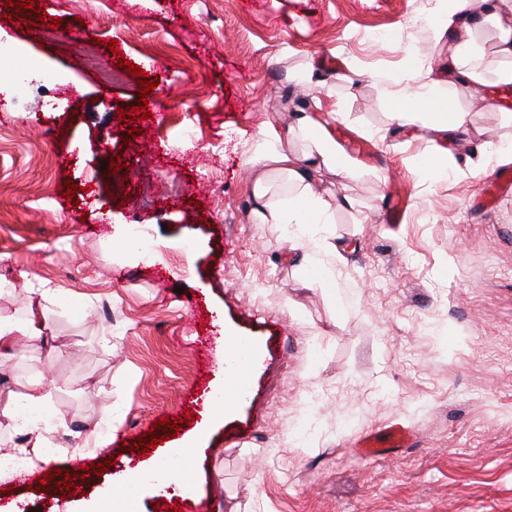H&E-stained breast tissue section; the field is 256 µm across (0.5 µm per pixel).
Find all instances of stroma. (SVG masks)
<instances>
[{"instance_id": "stroma-1", "label": "stroma", "mask_w": 512, "mask_h": 512, "mask_svg": "<svg viewBox=\"0 0 512 512\" xmlns=\"http://www.w3.org/2000/svg\"><path fill=\"white\" fill-rule=\"evenodd\" d=\"M37 2L38 13L0 0V46L32 70L19 90L0 68V315L42 304L46 339L0 360V407L55 378L53 411L85 431L114 408L122 419L79 463L75 437L57 436L44 472L82 465L78 490L1 478L0 512H80L164 456L170 423L200 414L220 374L225 330L262 362L251 399L197 450L202 512L216 500L239 512H512V194L488 202L478 173L480 144L512 145L508 88L480 106L457 84L451 104L470 111L471 134L451 142L390 117L396 87L448 78L449 36L428 27L437 0ZM43 14L61 21L54 40ZM86 35L102 39L103 65L113 40L157 81L129 145L117 110L137 105L139 83H105ZM416 57L432 72L412 70ZM304 114L354 167L314 172L332 253L290 250L283 225L255 219L256 136ZM115 155L122 183L104 177ZM173 179L185 195H168ZM396 185L409 205L390 228ZM116 224L139 225L150 250L138 263L113 248ZM312 258L335 269V294L302 285ZM158 420L163 443L139 455ZM396 423L412 429L408 447L360 454L362 436Z\"/></svg>"}]
</instances>
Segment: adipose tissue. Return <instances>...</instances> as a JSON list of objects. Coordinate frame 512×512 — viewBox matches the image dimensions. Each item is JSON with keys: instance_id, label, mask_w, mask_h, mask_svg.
<instances>
[{"instance_id": "obj_1", "label": "adipose tissue", "mask_w": 512, "mask_h": 512, "mask_svg": "<svg viewBox=\"0 0 512 512\" xmlns=\"http://www.w3.org/2000/svg\"><path fill=\"white\" fill-rule=\"evenodd\" d=\"M471 0H451L449 8L440 10L443 23L459 22L457 41L448 66L456 80L470 85L473 92H481L485 85L483 73L473 63L475 43L473 33L481 24L480 19L470 13ZM430 118L434 130L456 137L459 132L468 130L469 114L453 109L448 98L432 93H418L409 90L399 91L392 120L402 122L413 120L415 116ZM303 141L313 146L323 164L336 168L344 174H351L349 159L337 151L321 132L320 126L306 118H298L290 126L286 135L264 134L260 164L263 171L253 183L252 192L259 204L256 218L262 224H309L327 223L331 205L311 188L306 171L301 169L297 156L290 152V141ZM288 178L293 183L294 196L282 199L271 191L270 176ZM242 339L228 333L224 336L223 379L212 386L207 395V409L200 424L189 433L183 442L169 449L167 454L151 465H138L129 470L123 479L112 486V512H140L142 489L162 490L168 487L178 489L190 485L191 475L196 466L195 447L203 440L211 422L233 412L235 402L227 398L229 384L244 368L246 361L260 363L259 348H252L250 354H243ZM53 387L41 382L31 383L26 394L11 406L0 410V421L5 422L13 433L22 437L16 443L14 452L22 457L29 471H36L50 461L49 448L56 435H72V420L60 414L47 416L46 411L52 401Z\"/></svg>"}]
</instances>
